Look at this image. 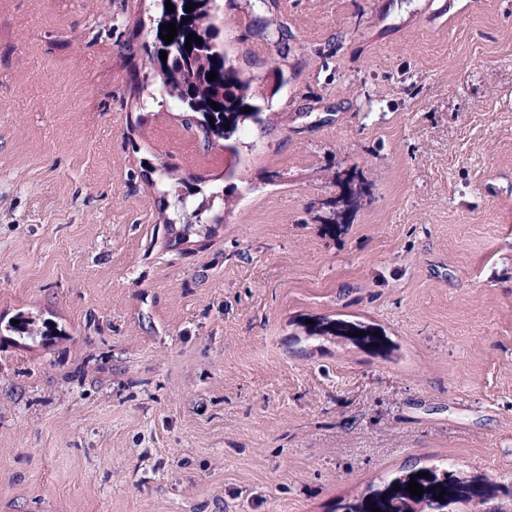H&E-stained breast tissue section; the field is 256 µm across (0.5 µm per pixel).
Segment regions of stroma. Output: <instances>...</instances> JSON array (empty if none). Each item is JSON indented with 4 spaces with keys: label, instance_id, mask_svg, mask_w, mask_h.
<instances>
[{
    "label": "stroma",
    "instance_id": "35a3bbf8",
    "mask_svg": "<svg viewBox=\"0 0 512 512\" xmlns=\"http://www.w3.org/2000/svg\"><path fill=\"white\" fill-rule=\"evenodd\" d=\"M218 2L235 156L142 94L153 0H0V512L511 505L512 0ZM320 326H322V327L319 328L318 330L312 332L311 335H313V334H320V335L330 334L332 336H347L355 341H358L364 345H368L371 347L384 348L387 346L385 339L382 336H380V334H379V337L374 336V332H377L375 330V328H373L371 326H366L361 322H358V323L345 322V321L328 322V323L322 324ZM355 331H358V336H354V337L348 336V333L354 334ZM359 331H365L366 336L359 337ZM421 471L429 472L428 478L417 476ZM403 473L389 480L382 489L373 490L369 486L368 492L343 504L342 509L344 512H373V509H380L381 512H414L415 508L422 506L425 508L422 512H504L484 508L498 487L497 482L487 477L481 481L468 480L447 467L438 466ZM411 475H415L414 482L423 487L422 497L412 496L407 491ZM395 486H400V490L394 491ZM433 486L436 489L428 493ZM441 488H445L446 495H443L442 501L435 500Z\"/></svg>",
    "mask_w": 512,
    "mask_h": 512
}]
</instances>
